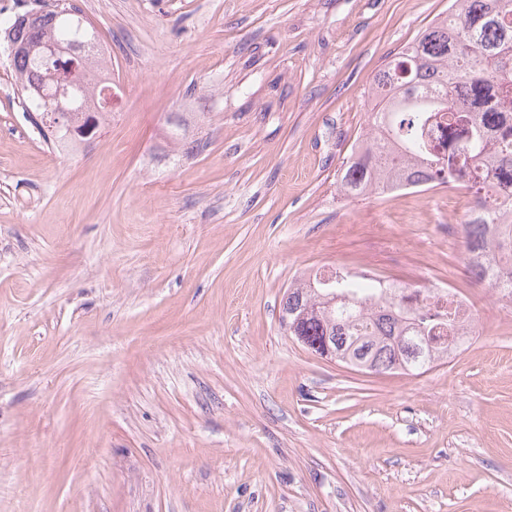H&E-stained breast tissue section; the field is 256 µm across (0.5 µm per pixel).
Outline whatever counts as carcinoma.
<instances>
[{"label": "carcinoma", "mask_w": 512, "mask_h": 512, "mask_svg": "<svg viewBox=\"0 0 512 512\" xmlns=\"http://www.w3.org/2000/svg\"><path fill=\"white\" fill-rule=\"evenodd\" d=\"M64 45L85 46L84 60L43 57L46 33ZM14 39L30 51L13 57L15 80L30 106L43 112L54 105L48 72L66 86L77 105L87 88L72 79L95 52L90 23L70 0H54L35 24H19ZM369 133L353 149L341 173L339 191L348 198L394 187L429 190L464 187L473 195L469 219L460 225L462 255L472 278L486 283L482 258L495 256L512 241V219L487 206L498 193L512 211V0H452L448 14L433 21L373 77ZM436 112L452 113V132L442 145L423 135ZM500 255V254H498ZM489 288L512 301V251L500 255L497 279ZM302 304L288 316L289 331L311 349L334 336L381 343L401 336L407 349L395 360L367 356L378 371L427 370L448 357V348L430 345L440 314L425 306L405 308L397 294L383 295L379 282L336 273L333 287L304 281L289 288L284 303Z\"/></svg>", "instance_id": "obj_1"}]
</instances>
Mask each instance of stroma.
<instances>
[{
	"label": "stroma",
	"instance_id": "1",
	"mask_svg": "<svg viewBox=\"0 0 512 512\" xmlns=\"http://www.w3.org/2000/svg\"><path fill=\"white\" fill-rule=\"evenodd\" d=\"M73 2L112 47L97 147L45 141L0 48V512H512V304L431 194L337 189L449 0ZM321 267L451 282L478 333L322 359L280 321Z\"/></svg>",
	"mask_w": 512,
	"mask_h": 512
}]
</instances>
